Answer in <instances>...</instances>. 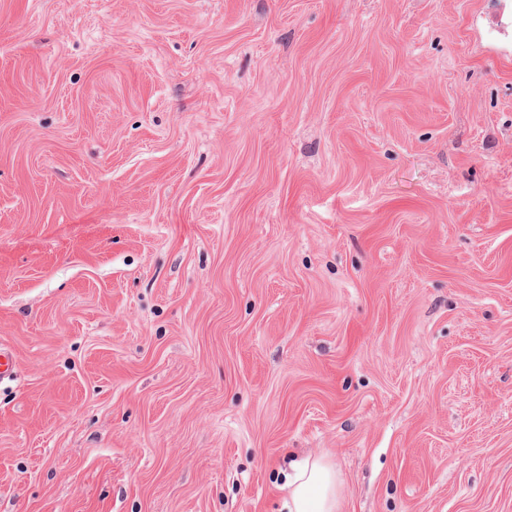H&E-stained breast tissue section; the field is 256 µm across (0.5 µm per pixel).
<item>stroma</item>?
<instances>
[{
    "label": "stroma",
    "mask_w": 512,
    "mask_h": 512,
    "mask_svg": "<svg viewBox=\"0 0 512 512\" xmlns=\"http://www.w3.org/2000/svg\"><path fill=\"white\" fill-rule=\"evenodd\" d=\"M0 512H512V0H0ZM286 487L288 512H337L339 477L322 458L306 457L290 463Z\"/></svg>",
    "instance_id": "35a3bbf8"
}]
</instances>
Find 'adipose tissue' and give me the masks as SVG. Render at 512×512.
<instances>
[{
	"instance_id": "obj_1",
	"label": "adipose tissue",
	"mask_w": 512,
	"mask_h": 512,
	"mask_svg": "<svg viewBox=\"0 0 512 512\" xmlns=\"http://www.w3.org/2000/svg\"><path fill=\"white\" fill-rule=\"evenodd\" d=\"M286 486L288 512H337L339 477L325 460L306 457L291 462Z\"/></svg>"
}]
</instances>
